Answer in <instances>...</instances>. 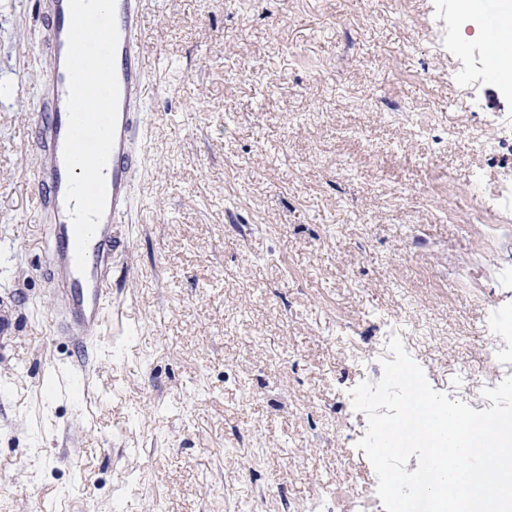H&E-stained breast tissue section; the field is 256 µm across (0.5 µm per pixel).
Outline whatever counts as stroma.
Returning a JSON list of instances; mask_svg holds the SVG:
<instances>
[{
  "label": "stroma",
  "instance_id": "stroma-1",
  "mask_svg": "<svg viewBox=\"0 0 512 512\" xmlns=\"http://www.w3.org/2000/svg\"><path fill=\"white\" fill-rule=\"evenodd\" d=\"M155 61L140 223L112 297L131 327L85 353L84 398L51 391L75 361L39 271L31 107L48 67L36 0H0V512H241L262 495L377 512L347 414L382 374L386 336L432 318L416 348L437 391L484 379L486 309L512 315V218L477 201L512 173V91L450 80L458 0H149ZM429 115L412 137L395 115ZM457 136H449L450 127ZM366 355L365 364L354 363Z\"/></svg>",
  "mask_w": 512,
  "mask_h": 512
}]
</instances>
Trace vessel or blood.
<instances>
[{
    "label": "vessel or blood",
    "mask_w": 512,
    "mask_h": 512,
    "mask_svg": "<svg viewBox=\"0 0 512 512\" xmlns=\"http://www.w3.org/2000/svg\"><path fill=\"white\" fill-rule=\"evenodd\" d=\"M145 5L146 0H116L119 100L115 142L104 170L105 211L88 244L86 270L81 273L75 266V233L65 202L67 172L63 159L68 128L65 57L69 0H39L43 31L38 48L50 58L49 68L31 91L35 108L33 143L40 159L32 189L36 207L45 220L47 241L42 276L55 301V333L80 348L106 337L112 310L107 280L119 256V230L121 225L135 223L140 210L150 121L147 102L153 74L141 38Z\"/></svg>",
    "instance_id": "1"
}]
</instances>
